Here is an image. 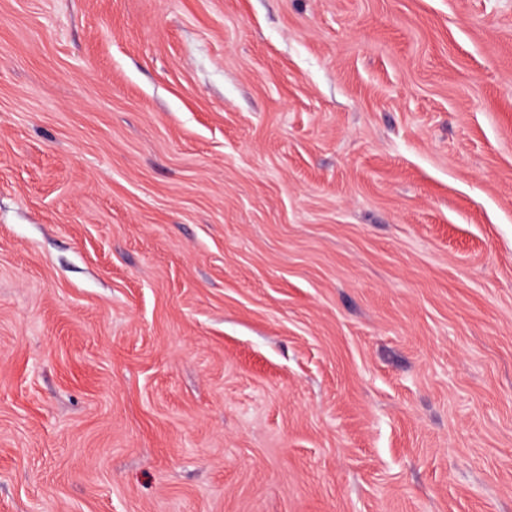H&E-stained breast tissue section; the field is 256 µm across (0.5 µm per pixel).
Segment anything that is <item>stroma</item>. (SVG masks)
I'll use <instances>...</instances> for the list:
<instances>
[{"instance_id":"35a3bbf8","label":"stroma","mask_w":512,"mask_h":512,"mask_svg":"<svg viewBox=\"0 0 512 512\" xmlns=\"http://www.w3.org/2000/svg\"><path fill=\"white\" fill-rule=\"evenodd\" d=\"M0 512H512V0H0Z\"/></svg>"}]
</instances>
